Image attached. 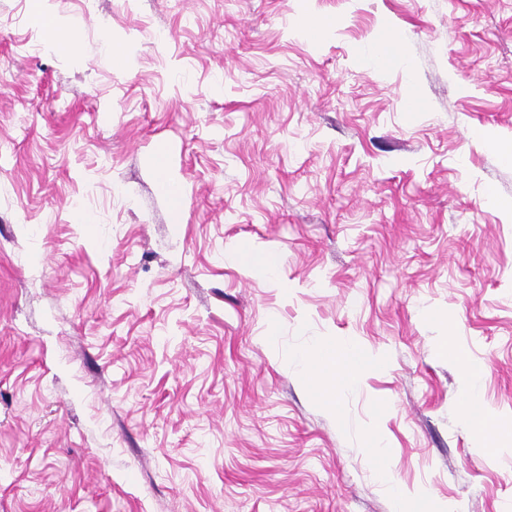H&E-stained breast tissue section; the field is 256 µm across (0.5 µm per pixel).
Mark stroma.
Masks as SVG:
<instances>
[{
  "mask_svg": "<svg viewBox=\"0 0 512 512\" xmlns=\"http://www.w3.org/2000/svg\"><path fill=\"white\" fill-rule=\"evenodd\" d=\"M44 9L76 54L0 0V512H394L370 430L408 495L512 512L461 410L473 366L512 422V0ZM322 336L382 362L332 412ZM400 40L401 36L398 33L384 34L380 41L375 44L371 66L378 69L388 64L392 58L393 49L397 48Z\"/></svg>",
  "mask_w": 512,
  "mask_h": 512,
  "instance_id": "1",
  "label": "stroma"
}]
</instances>
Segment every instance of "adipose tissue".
Listing matches in <instances>:
<instances>
[{"instance_id": "obj_1", "label": "adipose tissue", "mask_w": 512, "mask_h": 512, "mask_svg": "<svg viewBox=\"0 0 512 512\" xmlns=\"http://www.w3.org/2000/svg\"><path fill=\"white\" fill-rule=\"evenodd\" d=\"M295 362L305 385L324 404L333 402L336 386L361 384L379 366L377 359L353 345L323 340L300 350Z\"/></svg>"}]
</instances>
